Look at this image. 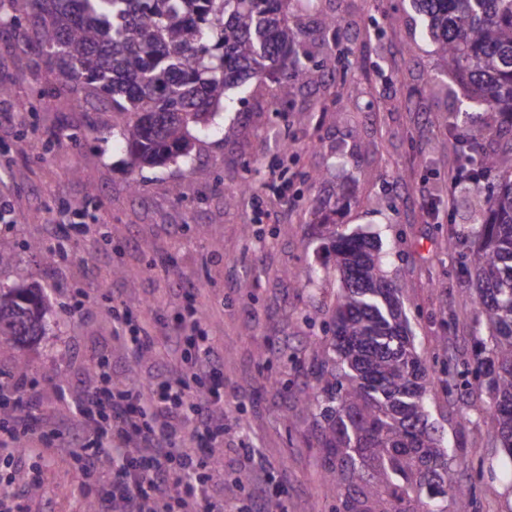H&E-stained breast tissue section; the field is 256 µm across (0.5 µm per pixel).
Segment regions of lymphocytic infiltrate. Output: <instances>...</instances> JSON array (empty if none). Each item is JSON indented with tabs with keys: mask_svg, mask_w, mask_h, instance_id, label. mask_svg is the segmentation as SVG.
<instances>
[{
	"mask_svg": "<svg viewBox=\"0 0 512 512\" xmlns=\"http://www.w3.org/2000/svg\"><path fill=\"white\" fill-rule=\"evenodd\" d=\"M176 361L163 382L113 380L108 360L96 367L102 383L74 401L73 415L54 430L40 431L30 393L39 380L30 373L0 378V403L13 405V425H0V460L22 466L79 444L81 495L89 512H224L209 496L211 483L224 475L222 463L199 459V448L224 442V396L204 385L213 372L214 351L201 316L188 320L174 337ZM94 439L82 444L86 429ZM118 462L112 491L102 497L91 482L102 450Z\"/></svg>",
	"mask_w": 512,
	"mask_h": 512,
	"instance_id": "1",
	"label": "lymphocytic infiltrate"
}]
</instances>
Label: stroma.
<instances>
[{
  "mask_svg": "<svg viewBox=\"0 0 512 512\" xmlns=\"http://www.w3.org/2000/svg\"><path fill=\"white\" fill-rule=\"evenodd\" d=\"M324 13L339 15L346 31L329 81L289 102L272 98V76L244 95L229 90L233 107L193 128L190 157L144 168L118 133L91 131L102 100L80 110L44 94L45 59L28 26L0 27V82L12 90L0 98V203L13 218L0 223V238L55 237L67 254L47 264L19 250L0 263V286H41L51 318L36 343L0 350V371L37 374L42 428L51 430L71 407L59 384L72 396L99 386L101 356L116 377L150 379L196 305L228 407L216 493L226 512L247 503L256 481L282 512H334L317 467L316 417L299 400L317 385L311 343L338 286L320 226L376 234L432 376L430 420L452 457L470 464L472 512H512V464L488 437V395L441 370L446 360L472 363L475 340L489 336L475 322L476 284L465 270L476 242L470 213L484 200L449 197L446 129L465 111L489 124L497 117L449 74L411 0H316L303 16L312 25ZM73 129L83 137L62 138ZM273 168L288 188L266 194L260 219L237 187L245 175L263 186ZM133 182L139 193H130ZM175 184L181 197L170 192ZM69 207L85 212L82 232H67L60 212ZM117 308L166 336L140 365L112 337ZM247 448L258 465L242 484ZM73 458L66 451L45 463L32 512H83Z\"/></svg>",
  "mask_w": 512,
  "mask_h": 512,
  "instance_id": "1",
  "label": "stroma"
}]
</instances>
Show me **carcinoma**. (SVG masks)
Wrapping results in <instances>:
<instances>
[{"label":"carcinoma","instance_id":"cac0c4a2","mask_svg":"<svg viewBox=\"0 0 512 512\" xmlns=\"http://www.w3.org/2000/svg\"><path fill=\"white\" fill-rule=\"evenodd\" d=\"M305 0H8L7 22L34 20L49 63L48 91L82 90L108 101L106 129H119L133 160L157 165L191 154L190 126L217 111L226 90L281 68L273 97L290 100L322 79L329 53L310 59L295 5ZM437 52L469 80L470 99L500 118L493 128L469 113L449 132L462 159L479 154L466 189L485 195L473 213L479 243L469 250L476 279V321L494 338L474 353L492 406L491 440L512 464V152L484 150L485 139L512 134V0H415ZM340 17L320 21L323 45H336ZM340 288L314 343L317 388L308 406L319 418L318 447L336 512H444L424 488L469 512L466 485L448 475L438 429L424 396L429 371L409 336L379 243L325 225ZM49 309L37 285L0 287V347L42 336ZM374 467L364 474L365 462Z\"/></svg>","mask_w":512,"mask_h":512}]
</instances>
